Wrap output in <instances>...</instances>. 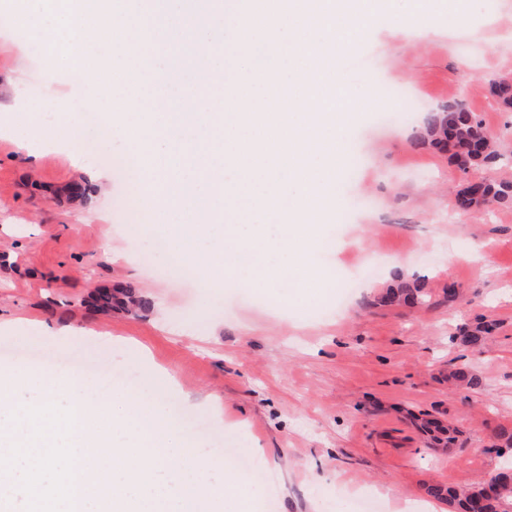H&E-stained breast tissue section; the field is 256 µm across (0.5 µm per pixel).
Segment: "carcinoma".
I'll list each match as a JSON object with an SVG mask.
<instances>
[{
	"label": "carcinoma",
	"mask_w": 512,
	"mask_h": 512,
	"mask_svg": "<svg viewBox=\"0 0 512 512\" xmlns=\"http://www.w3.org/2000/svg\"><path fill=\"white\" fill-rule=\"evenodd\" d=\"M491 88L498 94L499 102L511 109L512 81H494ZM424 138L438 150L449 151V159L465 174L499 158L490 137L484 131L481 119L461 103L450 104L429 115ZM508 202H512V182L480 181L468 189L461 186L454 193L455 208L461 212H469L491 203ZM92 299L96 308L105 313L114 309L142 306V299L131 288H98ZM386 299L418 305L427 302L428 294L418 286L402 280L397 287L389 289ZM491 332L489 325L478 324L464 328L454 340L467 349H482ZM428 492L434 499L446 502L456 512H512V481H508L498 471L468 488L432 485Z\"/></svg>",
	"instance_id": "cac0c4a2"
}]
</instances>
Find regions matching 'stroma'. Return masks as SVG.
Here are the masks:
<instances>
[{
    "label": "stroma",
    "mask_w": 512,
    "mask_h": 512,
    "mask_svg": "<svg viewBox=\"0 0 512 512\" xmlns=\"http://www.w3.org/2000/svg\"><path fill=\"white\" fill-rule=\"evenodd\" d=\"M468 23L449 35L364 48L342 64L361 87L377 73L382 107L356 112L337 213L349 222L320 228L319 256L330 284L244 288L218 279L202 287L190 268L158 277L140 255L147 240L125 207L127 183L110 156L136 145L85 140V169L73 165L65 124L85 110L71 82L32 41L0 35V320H16L0 375L48 370L65 384L70 358L122 366L128 387L179 406L206 430L182 432L218 458L244 454L275 476L246 512H355L362 495L383 512H419L427 485L475 484L497 470L499 430L512 431V204L456 213L453 189L468 178L512 181V164L459 171L447 153L415 144L427 112L463 102L501 151L512 152V109L490 93L512 77V0H466ZM30 144L20 150L19 142ZM109 173L97 182V170ZM94 181L92 204L68 200L74 183ZM377 259V277L363 275ZM428 293L419 306L381 297L397 275ZM455 296H447L448 284ZM133 285L149 306L96 312L89 294ZM494 323L486 348L455 342L458 327ZM59 328L46 335L44 325ZM106 329L111 339L95 338ZM460 369L477 386L455 385ZM218 398L220 413L209 407ZM430 413L461 430L462 447L429 445L413 424Z\"/></svg>",
    "instance_id": "stroma-1"
}]
</instances>
